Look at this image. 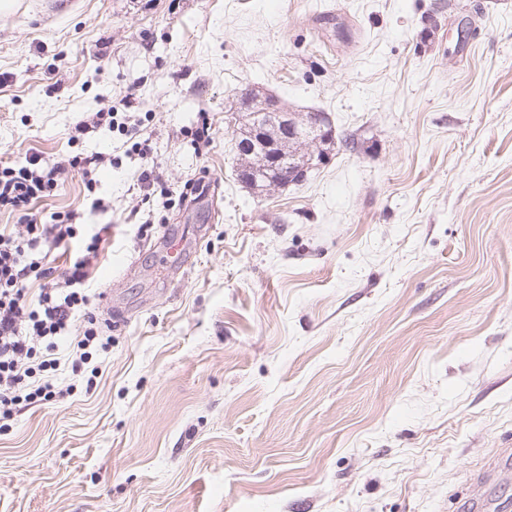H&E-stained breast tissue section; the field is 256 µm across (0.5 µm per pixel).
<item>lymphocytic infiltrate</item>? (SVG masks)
<instances>
[{"instance_id":"obj_1","label":"lymphocytic infiltrate","mask_w":512,"mask_h":512,"mask_svg":"<svg viewBox=\"0 0 512 512\" xmlns=\"http://www.w3.org/2000/svg\"><path fill=\"white\" fill-rule=\"evenodd\" d=\"M103 162L98 155H76L49 166L32 155L21 166L0 165V209L18 215L23 226L16 235L0 233V421L11 420L20 403L52 401L53 372L64 366L81 374L93 354L108 346L98 334L87 285L88 268L108 225L86 236L72 223L38 222L33 212L34 203L50 195L67 167H82L92 176ZM49 239L79 245L61 284L54 282L51 260L43 251ZM32 279L41 281L42 288L36 304L29 306L24 289ZM78 321L84 324L81 339L71 350H61Z\"/></svg>"}]
</instances>
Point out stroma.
<instances>
[{"instance_id":"stroma-1","label":"stroma","mask_w":512,"mask_h":512,"mask_svg":"<svg viewBox=\"0 0 512 512\" xmlns=\"http://www.w3.org/2000/svg\"><path fill=\"white\" fill-rule=\"evenodd\" d=\"M130 90L149 197L118 130L72 137ZM247 90L331 118L304 181L239 182ZM29 151L108 160L34 210L111 223L112 345L0 431V512H467L482 476L512 512V0H13L0 164ZM123 132L126 136H129V141L132 142L131 148L128 150L131 153L137 154L140 159L144 160L145 164L143 167L140 168V172L137 176V182L138 184H151V181L153 182V167H154V160H152L151 157V140L149 137H143L139 130L135 127H131L129 129L128 126H122ZM149 160L152 162V166L149 165Z\"/></svg>"}]
</instances>
